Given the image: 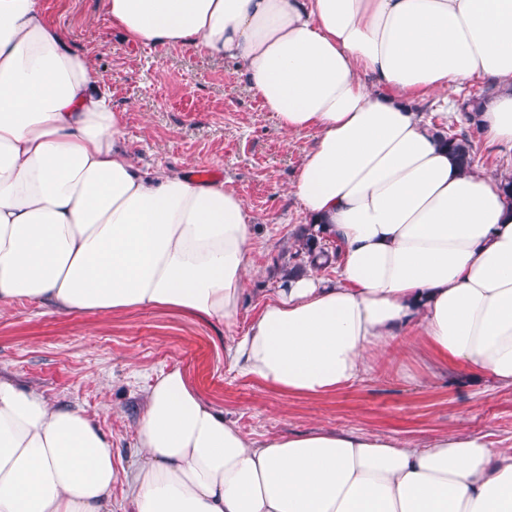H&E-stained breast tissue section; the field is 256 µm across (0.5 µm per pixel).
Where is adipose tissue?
I'll return each instance as SVG.
<instances>
[{"label":"adipose tissue","mask_w":512,"mask_h":512,"mask_svg":"<svg viewBox=\"0 0 512 512\" xmlns=\"http://www.w3.org/2000/svg\"><path fill=\"white\" fill-rule=\"evenodd\" d=\"M128 41L235 61L286 138L292 184L336 233V279H288L224 349L239 375L319 395L405 342L512 387V203L460 168L413 103L481 78L512 146V0H102ZM90 59L40 0H0V308L238 315L254 225L226 181L140 170ZM130 512H512V452L317 431L253 440L178 369L138 422ZM119 462L81 410L0 379V512H107Z\"/></svg>","instance_id":"adipose-tissue-1"}]
</instances>
